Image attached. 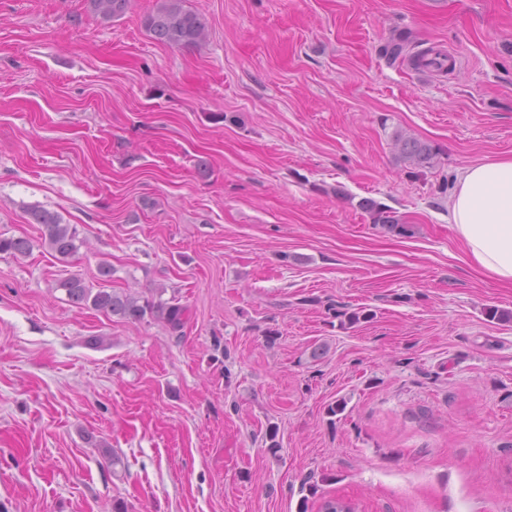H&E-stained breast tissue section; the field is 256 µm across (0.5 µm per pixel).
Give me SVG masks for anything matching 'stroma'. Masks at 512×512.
Here are the masks:
<instances>
[{
  "label": "stroma",
  "instance_id": "obj_1",
  "mask_svg": "<svg viewBox=\"0 0 512 512\" xmlns=\"http://www.w3.org/2000/svg\"><path fill=\"white\" fill-rule=\"evenodd\" d=\"M155 4L0 0V237L36 243L0 254V512H512V287L448 222L458 169L512 156V0H184L196 49ZM400 33L453 70L388 64ZM104 261L181 329L57 289ZM91 11L108 21L124 15L131 6V0H87ZM154 12L145 19L155 39L177 48H198L206 42L208 26L203 17L184 9L183 0H157ZM391 139L397 153L395 158L397 162L408 164L411 169L421 172L422 169L431 168L434 159L438 155L437 149L426 142L406 136L402 130H395ZM363 208L368 210L372 216L373 223L382 224L388 230L404 234L408 232L407 226L400 222L395 212L384 205L372 201H363ZM30 215L36 224H43L45 229L40 246L47 244L61 259H67L77 252L76 242L80 240L76 225L62 224L57 216L46 210H33Z\"/></svg>",
  "mask_w": 512,
  "mask_h": 512
}]
</instances>
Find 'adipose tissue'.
Wrapping results in <instances>:
<instances>
[{"label": "adipose tissue", "mask_w": 512, "mask_h": 512, "mask_svg": "<svg viewBox=\"0 0 512 512\" xmlns=\"http://www.w3.org/2000/svg\"><path fill=\"white\" fill-rule=\"evenodd\" d=\"M448 221L465 256L498 283L512 285V156L459 169Z\"/></svg>", "instance_id": "obj_1"}]
</instances>
